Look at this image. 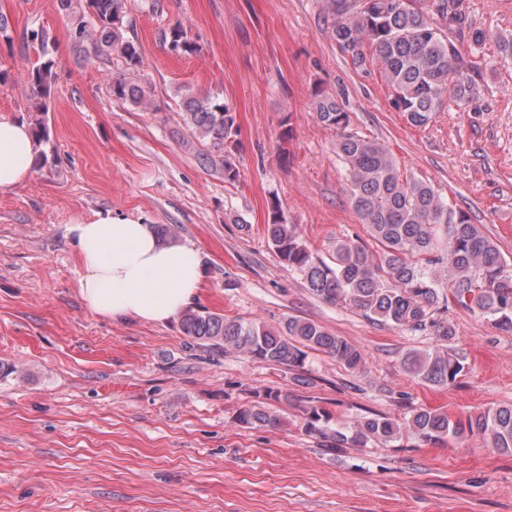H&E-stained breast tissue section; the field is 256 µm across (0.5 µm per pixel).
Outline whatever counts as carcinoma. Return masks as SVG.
Returning a JSON list of instances; mask_svg holds the SVG:
<instances>
[{
	"label": "carcinoma",
	"mask_w": 512,
	"mask_h": 512,
	"mask_svg": "<svg viewBox=\"0 0 512 512\" xmlns=\"http://www.w3.org/2000/svg\"><path fill=\"white\" fill-rule=\"evenodd\" d=\"M458 0H436L431 11L416 0H328L332 15L330 36L356 68L377 60L392 90V104L416 127L427 125L446 99L468 101L477 90L479 69L441 21L460 25ZM73 43L91 45L94 57L115 66L110 73L112 96L132 105H147L151 88L133 78L144 66L140 45L127 35L126 0H57ZM28 39L39 58L27 73L31 89L29 125L39 143L49 142L48 99L55 86L57 62L50 36L32 30ZM171 51H198L179 23L164 32ZM316 119L341 131L336 154L343 160L348 182L345 192L360 223L380 245L373 253L356 241H336L331 263L320 259L306 244L297 225L286 221L279 202L272 203L266 224L267 241L280 260L301 274L309 291L324 302L349 304L365 316L397 328L428 332L439 340L455 335L451 320L439 315L441 302H453L482 315L502 333L512 335V261L464 210L448 204L432 183L405 175L380 143L346 132L350 117L336 99L315 90L311 103ZM186 135L182 143L197 160L238 180L234 152L240 126L237 114L223 99L188 92L181 98ZM445 272L450 296L440 292L439 271ZM190 345L222 352L233 348L251 359L301 368L305 349L321 351L352 373L365 372L362 350L321 325L288 318L284 330L227 319L192 309L181 314ZM467 357L440 347L411 351L403 368L434 388L455 384ZM305 432L327 441L328 450L366 448L374 442L397 443L405 437L421 445L444 443L475 434L486 438L501 454H512V403L490 407L466 419H452L438 409H413L399 422L386 415L365 417L347 430L334 429L326 409L310 404L304 409ZM235 420L247 429L273 428L281 417L264 402L242 407Z\"/></svg>",
	"instance_id": "obj_1"
}]
</instances>
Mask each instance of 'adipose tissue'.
<instances>
[{"label": "adipose tissue", "mask_w": 512, "mask_h": 512, "mask_svg": "<svg viewBox=\"0 0 512 512\" xmlns=\"http://www.w3.org/2000/svg\"><path fill=\"white\" fill-rule=\"evenodd\" d=\"M39 154L26 122L0 115V189L23 182ZM85 270L80 293L94 312L164 323L197 297L203 268L197 250L166 240L140 218L99 211L72 224Z\"/></svg>", "instance_id": "adipose-tissue-1"}]
</instances>
